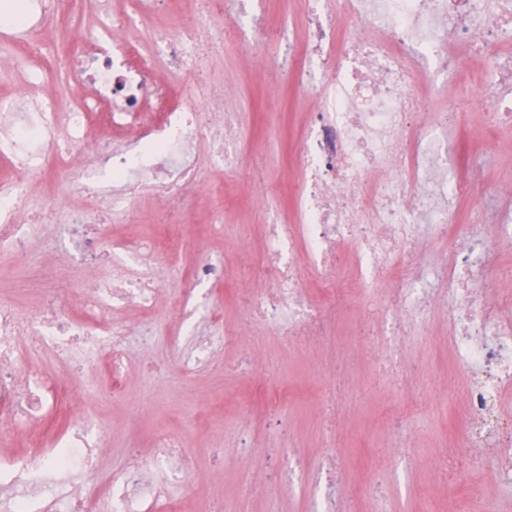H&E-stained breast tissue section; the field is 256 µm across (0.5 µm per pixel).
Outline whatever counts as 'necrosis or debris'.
<instances>
[{
	"label": "necrosis or debris",
	"mask_w": 512,
	"mask_h": 512,
	"mask_svg": "<svg viewBox=\"0 0 512 512\" xmlns=\"http://www.w3.org/2000/svg\"><path fill=\"white\" fill-rule=\"evenodd\" d=\"M159 0H125L82 31L66 66L92 95V107L66 105L41 91L54 44L42 29L64 28L68 0H24L16 14L0 0V43L13 47L14 66L0 80L13 86L0 99V160L11 178L0 179V254L39 266L31 249L65 205L68 185H78L80 208L66 211L55 238L67 275L32 283L20 292L38 293L35 305L0 301V446L26 433L24 452L0 459V512H184L173 484L187 485L192 469L180 435L156 432L150 450L131 444L122 466L101 477L97 463L111 425L95 411L98 391L60 389L26 367L31 356L50 354L74 372L112 364V388L121 390L136 353L150 346L155 316L177 306L201 287L224 283V261L199 254L179 271L170 255L179 252L186 226L179 210L205 185L194 152L209 143L213 159L228 165L233 139L225 113L215 102L222 88L207 85L201 60L212 50L203 17L174 22L142 50L129 30ZM224 34L240 47L255 41L276 44L279 58L296 74L317 109L302 142V180L295 191L297 221L271 224L263 250V289L248 312L283 343L311 327L317 305L302 291L299 266L334 299L336 251L351 247L354 273L365 286L398 280L394 311H426L445 301L448 339L463 370L454 390L465 399L458 467L493 458L500 479L512 485V433L504 407L512 392V296L490 298L483 278L500 273L492 241L512 240V206L476 178H450L440 137L448 119L423 117L415 91L459 84L472 70L483 73L492 103L490 121L512 125V67L501 63L512 43V0H308L307 49L297 54L286 28L272 27L259 0H224ZM194 73L213 106L196 110L191 94L176 95L157 80L158 68ZM93 151L112 172V189L102 194L90 172L75 170L70 158ZM50 179L51 202L31 206L25 178ZM141 189L163 195L170 209L160 234L135 239L114 228L129 223L133 196ZM476 203L477 220L493 215L492 240L477 239L452 253L441 288L427 277L430 265L416 246L422 238L447 236L461 202ZM78 300L81 312L70 310ZM139 319H120L125 310ZM220 313L174 335L170 348L183 369L195 372L237 344V334L218 329ZM80 410L65 430L45 434L48 414L72 405Z\"/></svg>",
	"instance_id": "1"
}]
</instances>
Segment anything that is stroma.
<instances>
[{"instance_id": "1", "label": "stroma", "mask_w": 512, "mask_h": 512, "mask_svg": "<svg viewBox=\"0 0 512 512\" xmlns=\"http://www.w3.org/2000/svg\"><path fill=\"white\" fill-rule=\"evenodd\" d=\"M212 41L221 45L209 59L210 78L223 83L222 105L237 118L241 133L232 168L213 166L207 149L197 162L206 184L224 192L227 232L207 230L211 201L195 202L196 227L188 236L177 266L190 265L198 252L223 255L226 279L218 291L201 290L179 313L161 311L150 349L127 372L124 396L108 399L101 414L112 421L109 453L102 471L122 460L129 434L149 445L153 426L163 420L178 426L183 388L203 402L199 428L184 434L192 462L193 492L242 503L248 512H307L315 494L313 475L328 450L324 432H332L342 465L336 473L338 512H448V480L455 444L462 435V402L438 403L449 377L462 371L448 342V314L435 308L400 329L393 349L380 339L394 315L388 312L392 283H375L372 292H354L349 252L336 256L340 287L349 298L321 315L303 336L284 345L278 336L253 322L244 305L258 277L254 262L270 224L294 223V184L302 177L300 135L308 125L313 101L279 64L272 46L245 52L223 46V21L214 19ZM470 110L456 129V151L448 157L453 175L478 176L501 194L512 191V129L490 127L484 86L470 85ZM473 205L462 202L447 237L425 240L421 249L444 258L482 227L473 223ZM223 307L224 320L254 340L248 352L231 349L209 369L185 373L168 340L174 326L190 331L193 323ZM247 357L248 374L225 375V364ZM399 379L386 374L390 362ZM329 400H322L320 388ZM283 404L268 409L267 391ZM419 404L418 420L409 423L403 409ZM222 459H215V449ZM466 483L479 484L497 512H512V488L496 476L492 462L472 467Z\"/></svg>"}]
</instances>
